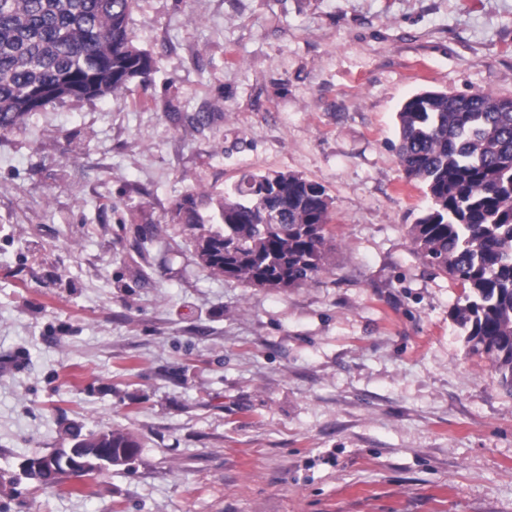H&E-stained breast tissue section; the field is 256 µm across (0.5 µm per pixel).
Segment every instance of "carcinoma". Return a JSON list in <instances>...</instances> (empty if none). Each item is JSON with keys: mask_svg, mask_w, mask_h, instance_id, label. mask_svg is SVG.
<instances>
[{"mask_svg": "<svg viewBox=\"0 0 512 512\" xmlns=\"http://www.w3.org/2000/svg\"><path fill=\"white\" fill-rule=\"evenodd\" d=\"M136 0H0V132L31 113L32 91L65 83L75 96L104 97L146 78L154 58L128 19ZM398 161L423 184L429 206L411 225L413 245L464 289L455 308L467 341L489 355L512 393V98L423 90L397 112ZM326 189L295 174H243L216 212L184 196L175 219L211 273L247 285L290 288L323 270L332 238ZM75 444L135 456L119 428L73 433ZM67 473L49 461L26 475L54 488Z\"/></svg>", "mask_w": 512, "mask_h": 512, "instance_id": "cac0c4a2", "label": "carcinoma"}]
</instances>
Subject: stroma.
I'll return each instance as SVG.
<instances>
[{"instance_id": "stroma-1", "label": "stroma", "mask_w": 512, "mask_h": 512, "mask_svg": "<svg viewBox=\"0 0 512 512\" xmlns=\"http://www.w3.org/2000/svg\"><path fill=\"white\" fill-rule=\"evenodd\" d=\"M130 27L146 81L0 134V512H512V394L394 150L415 93L512 98V0H138ZM246 171L331 197L314 282L210 274L174 223ZM73 423L139 450L37 487L22 460Z\"/></svg>"}]
</instances>
